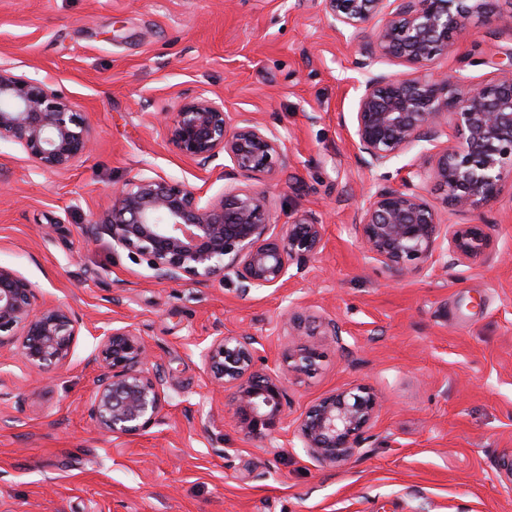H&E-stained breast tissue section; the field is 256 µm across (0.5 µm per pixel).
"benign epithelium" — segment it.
I'll return each instance as SVG.
<instances>
[{
    "instance_id": "benign-epithelium-1",
    "label": "benign epithelium",
    "mask_w": 512,
    "mask_h": 512,
    "mask_svg": "<svg viewBox=\"0 0 512 512\" xmlns=\"http://www.w3.org/2000/svg\"><path fill=\"white\" fill-rule=\"evenodd\" d=\"M502 0H323L326 17L358 48L364 80L358 85L354 146L360 162L377 173L357 213L367 256L391 280L412 268L446 258L450 267L490 258V225L444 224L428 203V182L445 191L448 208L467 212L496 199L512 172V49L481 59L492 79L475 84L461 72L430 73L477 16L487 25L508 19ZM397 60L416 76L400 78L374 70ZM456 142L442 145L448 130ZM186 158L206 165L219 156L227 180L265 181L288 167L277 129L244 113L224 111V99L200 91L182 97L167 127ZM92 134L77 106L46 83L0 64V140L18 145L46 172L66 170L89 149ZM423 162L412 179L390 182L386 168L415 145ZM84 235H107L128 255L146 260L159 282L235 280L243 295L280 286L291 267L303 270L317 254L323 225L307 214L288 224L272 222L266 193L231 185L203 199L183 184L142 176L116 191L112 209L94 213ZM32 284L0 266V351L14 349L38 369L62 368L81 323L65 306L38 309ZM256 337L216 336L200 352L204 372L231 392L242 432L265 438L288 425L308 456L321 466L349 460L363 447L378 412L374 394L362 386L320 398L288 422L286 381L309 375L324 358L319 343L305 339L288 348L280 368L260 367ZM89 361L100 369L87 412L98 432L130 436L153 426L166 405L163 376L148 345L130 326L99 334Z\"/></svg>"
}]
</instances>
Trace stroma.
<instances>
[{
    "label": "stroma",
    "mask_w": 512,
    "mask_h": 512,
    "mask_svg": "<svg viewBox=\"0 0 512 512\" xmlns=\"http://www.w3.org/2000/svg\"><path fill=\"white\" fill-rule=\"evenodd\" d=\"M510 47L512 24L474 21L431 69L484 83L481 58ZM357 56L322 0H0V60L48 81L92 130L90 152L54 173L0 141V266L32 283L37 307L83 321L64 368L0 353V512H512V175L474 213L426 188L446 223L491 224L490 260L390 281L355 223L375 178L353 145ZM198 90L280 132L291 163L263 184L275 222L305 212L323 226L319 253L281 286L162 283L109 237L84 243L89 216L141 176L223 193V160L200 167L167 135L174 103ZM292 307L336 320L346 347L326 344L317 371L289 379L291 417L359 385L379 402L341 466L313 462L288 430L245 436L203 371L213 337L244 329L262 364L282 365ZM127 325L162 365L167 404L148 430L104 436L84 409L87 357Z\"/></svg>",
    "instance_id": "obj_1"
}]
</instances>
